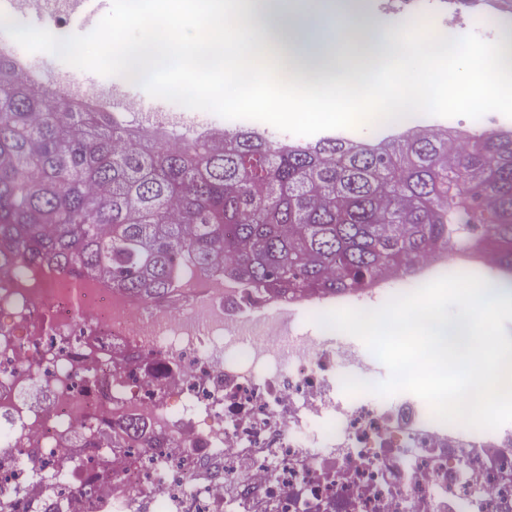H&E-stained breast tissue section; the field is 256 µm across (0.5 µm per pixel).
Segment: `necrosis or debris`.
<instances>
[{"label":"necrosis or debris","instance_id":"necrosis-or-debris-1","mask_svg":"<svg viewBox=\"0 0 512 512\" xmlns=\"http://www.w3.org/2000/svg\"><path fill=\"white\" fill-rule=\"evenodd\" d=\"M14 67L83 111L112 97ZM453 266L501 263L451 240L412 281ZM350 305L248 288L220 258L150 300L100 272L0 269V512H512V424L338 395L337 367H365L299 318Z\"/></svg>","mask_w":512,"mask_h":512}]
</instances>
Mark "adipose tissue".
<instances>
[{"mask_svg":"<svg viewBox=\"0 0 512 512\" xmlns=\"http://www.w3.org/2000/svg\"><path fill=\"white\" fill-rule=\"evenodd\" d=\"M319 8L296 5L295 0H212L200 31L175 38L173 23L182 19L186 0H153L151 11L160 37L145 35L132 41H103L106 59H120L122 69L162 71L170 58L190 62L183 80L188 103L215 98L205 74L217 72L224 86L234 88L239 102L256 101V77L271 71L280 83H291L306 98L291 109L300 124L329 123L343 119L336 96L344 87L358 85L368 96L383 95L393 74L402 73L409 57L428 58L431 48L420 43L413 29L367 36L370 23L360 10L361 0H322ZM241 19L254 42L248 58L233 56L235 32L224 22L225 12ZM493 65L473 54L462 42L448 45V57L464 64L466 74L451 85L450 98L461 108L475 98L496 103L502 76L512 73V24L501 27L492 48Z\"/></svg>","mask_w":512,"mask_h":512,"instance_id":"adipose-tissue-1","label":"adipose tissue"}]
</instances>
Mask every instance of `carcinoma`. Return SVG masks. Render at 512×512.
I'll return each instance as SVG.
<instances>
[{"mask_svg":"<svg viewBox=\"0 0 512 512\" xmlns=\"http://www.w3.org/2000/svg\"><path fill=\"white\" fill-rule=\"evenodd\" d=\"M448 238L512 266V132L159 147L0 67L1 267L19 253L153 299L221 251L250 288L351 292Z\"/></svg>","mask_w":512,"mask_h":512,"instance_id":"obj_1","label":"carcinoma"}]
</instances>
